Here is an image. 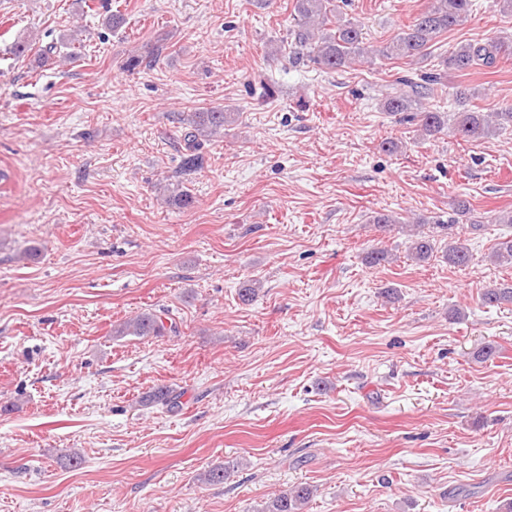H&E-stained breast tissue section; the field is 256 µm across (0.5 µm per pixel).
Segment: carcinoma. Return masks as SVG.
I'll return each mask as SVG.
<instances>
[{
	"instance_id": "obj_1",
	"label": "carcinoma",
	"mask_w": 512,
	"mask_h": 512,
	"mask_svg": "<svg viewBox=\"0 0 512 512\" xmlns=\"http://www.w3.org/2000/svg\"><path fill=\"white\" fill-rule=\"evenodd\" d=\"M473 8V0H433L426 11L418 15L409 25L386 45L371 50L364 42L363 32L349 20L338 17L335 0H294L292 21L288 38L292 50V62L311 63L325 71L347 68L354 62L376 54L387 59L420 61L427 56L431 44L444 32L459 25ZM512 53V41L468 42L455 47L439 63V68L422 72L417 78L400 77L396 84L401 89L387 94L382 103L386 112L402 116L408 122H418L423 135L434 137L443 132H452L462 139L478 140L501 130L512 129V106L495 112H481L466 108L469 89L455 86L456 101L460 109L450 114L421 110L422 99L434 94L444 85L448 73L461 77L480 67L492 68L502 53ZM231 113L222 109L195 112L189 120L191 131L185 134L187 154L182 160L181 171L189 174L202 166L203 157L199 149L204 141L224 134V123ZM164 201L180 209L194 203L192 194L183 182L167 183L161 187ZM471 213L468 201H457L448 223H437L429 233L419 234L412 243L411 258L426 262L433 257L437 239L435 234L448 237V248L444 258L453 266L470 263L469 249L456 239L454 229L460 218ZM493 259L512 266V236L497 243ZM481 299L488 306L512 303V282L499 283L483 289ZM179 325L175 319L163 317L155 312H143L134 318L112 327V335L123 336H177ZM178 395L167 386L155 388L146 395L149 402H160L167 406L177 404ZM313 491L307 486H296L280 492L262 512H303Z\"/></svg>"
}]
</instances>
